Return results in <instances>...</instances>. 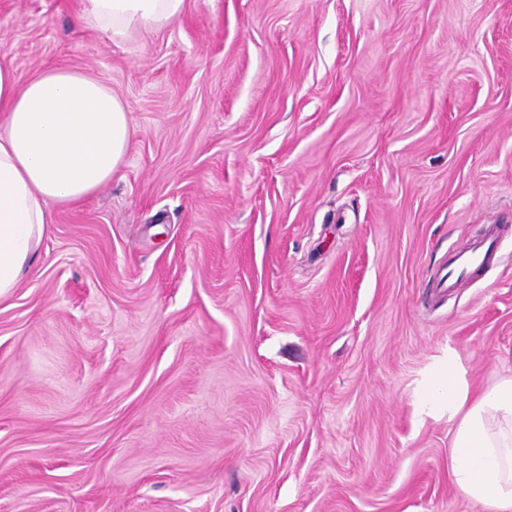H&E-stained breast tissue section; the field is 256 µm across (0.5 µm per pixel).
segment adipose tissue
<instances>
[{"label": "adipose tissue", "mask_w": 512, "mask_h": 512, "mask_svg": "<svg viewBox=\"0 0 512 512\" xmlns=\"http://www.w3.org/2000/svg\"><path fill=\"white\" fill-rule=\"evenodd\" d=\"M186 0H78V19L119 44L179 22ZM130 112L111 88L65 66L18 83L0 63V299L29 271L52 221L117 173L127 153ZM454 424L449 472L483 512H512V377L471 397L456 359L431 387Z\"/></svg>", "instance_id": "1"}]
</instances>
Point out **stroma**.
Returning a JSON list of instances; mask_svg holds the SVG:
<instances>
[{
    "mask_svg": "<svg viewBox=\"0 0 512 512\" xmlns=\"http://www.w3.org/2000/svg\"><path fill=\"white\" fill-rule=\"evenodd\" d=\"M0 56L132 118L0 300V512H483L427 387L512 376V0H0ZM186 0H78V20L119 44L179 22ZM497 237L491 234L456 245L448 255V264L439 273L435 288L444 291L458 288L470 271L491 265L496 258Z\"/></svg>",
    "mask_w": 512,
    "mask_h": 512,
    "instance_id": "stroma-1",
    "label": "stroma"
}]
</instances>
